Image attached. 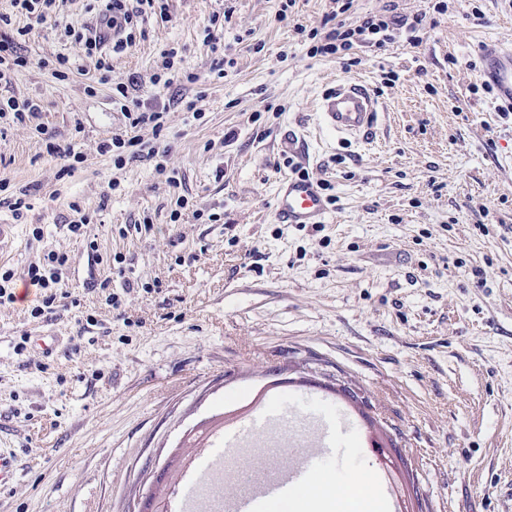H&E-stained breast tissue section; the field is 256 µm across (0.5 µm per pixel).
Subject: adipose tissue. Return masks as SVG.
I'll return each instance as SVG.
<instances>
[{
  "label": "adipose tissue",
  "mask_w": 512,
  "mask_h": 512,
  "mask_svg": "<svg viewBox=\"0 0 512 512\" xmlns=\"http://www.w3.org/2000/svg\"><path fill=\"white\" fill-rule=\"evenodd\" d=\"M374 484L369 470L344 479L326 470L310 485L297 487L290 497L270 500L265 512H359L361 504L373 503Z\"/></svg>",
  "instance_id": "adipose-tissue-1"
}]
</instances>
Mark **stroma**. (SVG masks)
Returning a JSON list of instances; mask_svg holds the SVG:
<instances>
[{"label":"stroma","mask_w":512,"mask_h":512,"mask_svg":"<svg viewBox=\"0 0 512 512\" xmlns=\"http://www.w3.org/2000/svg\"><path fill=\"white\" fill-rule=\"evenodd\" d=\"M393 1L445 11L418 46L397 38L350 69L295 31L319 26L330 0H296L285 21L282 0H164L167 19L152 16L105 78L65 34L94 24L90 0H59L22 42L30 64L0 95L42 109L0 131V266L18 291L30 263L66 254L70 296L37 318L32 302L0 303V448L19 468L0 512H127L165 464L197 455L187 431L248 412L271 381L353 409L389 451L355 448L330 469L394 473L408 512H512V112L476 70L483 40L512 43V0H353L347 19ZM169 49L179 77L153 84ZM60 53L78 67L64 81L49 67ZM344 79L380 103L367 136L324 122L323 96ZM132 82L161 134L113 107ZM131 130L167 148L175 184L155 159L100 153ZM287 131L305 141L291 157ZM50 142L83 163L64 173ZM297 164L331 186L324 224L276 217ZM19 196L31 208L18 216ZM119 264L137 288H100ZM40 335L57 337L52 356ZM289 454L273 440L236 448L225 497L277 480Z\"/></svg>","instance_id":"35a3bbf8"}]
</instances>
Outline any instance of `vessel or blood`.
Returning a JSON list of instances; mask_svg holds the SVG:
<instances>
[{"instance_id":"1","label":"vessel or blood","mask_w":512,"mask_h":512,"mask_svg":"<svg viewBox=\"0 0 512 512\" xmlns=\"http://www.w3.org/2000/svg\"><path fill=\"white\" fill-rule=\"evenodd\" d=\"M480 74L490 86L498 111L512 112V45L489 40L478 46ZM379 101L361 81H340L324 97L322 112L326 124L345 136L368 131L377 115ZM277 216L283 224H320L327 213V200L320 180L314 177H289L280 183L276 193ZM316 429L309 448L296 457L281 478L267 486L237 495L224 502L225 512H258L261 502L288 495L296 485L306 483L327 460L349 447L352 427L336 419L335 412H316ZM288 416L277 405L268 404L254 413L226 425L214 435L206 454L199 457L193 470L184 478L185 488H192L224 464L228 455L243 440L272 428L284 429Z\"/></svg>"}]
</instances>
